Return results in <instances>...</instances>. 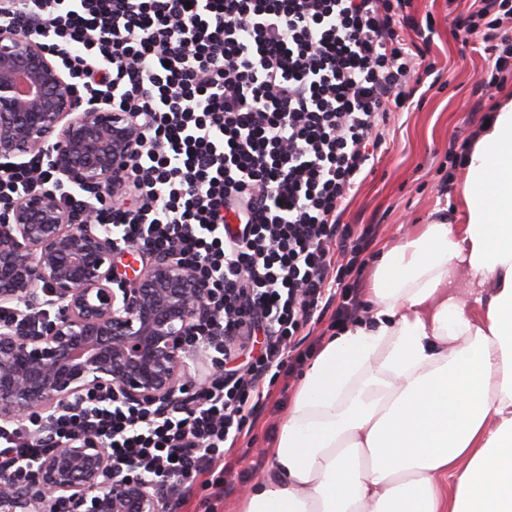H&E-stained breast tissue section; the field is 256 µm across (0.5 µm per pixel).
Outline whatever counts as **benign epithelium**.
Masks as SVG:
<instances>
[{
	"label": "benign epithelium",
	"mask_w": 512,
	"mask_h": 512,
	"mask_svg": "<svg viewBox=\"0 0 512 512\" xmlns=\"http://www.w3.org/2000/svg\"><path fill=\"white\" fill-rule=\"evenodd\" d=\"M143 140L132 115L82 107L77 87L44 43L0 26V172L12 159L46 160L55 189L18 191L0 214V309L18 301L55 310L22 328L0 323V422L51 415L109 391L127 403L175 407L200 386L187 360L214 317L196 268L155 255L132 284L112 287L119 241L78 209L65 185L100 197L125 182ZM0 512H174L159 483L112 472L109 448L81 436L49 450L28 479L0 480Z\"/></svg>",
	"instance_id": "1"
}]
</instances>
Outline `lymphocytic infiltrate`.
Wrapping results in <instances>:
<instances>
[{
	"mask_svg": "<svg viewBox=\"0 0 512 512\" xmlns=\"http://www.w3.org/2000/svg\"><path fill=\"white\" fill-rule=\"evenodd\" d=\"M412 0H0V26L47 33L81 99L144 128L128 166L134 205L97 199V220L144 253L197 265L215 318L198 338L223 371L179 409L107 397L0 424L16 480L48 448L92 435L115 471L168 480L181 503L229 456L268 377L304 363L311 328L363 309L351 261L376 225L342 223L392 112L412 97L423 49ZM512 0H478L463 25L496 79L512 71ZM260 353L247 357L255 333Z\"/></svg>",
	"mask_w": 512,
	"mask_h": 512,
	"instance_id": "1",
	"label": "lymphocytic infiltrate"
}]
</instances>
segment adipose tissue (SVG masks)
<instances>
[{
    "label": "adipose tissue",
    "instance_id": "obj_1",
    "mask_svg": "<svg viewBox=\"0 0 512 512\" xmlns=\"http://www.w3.org/2000/svg\"><path fill=\"white\" fill-rule=\"evenodd\" d=\"M463 169L464 223L375 255L368 316L306 369L240 512H512V100Z\"/></svg>",
    "mask_w": 512,
    "mask_h": 512
}]
</instances>
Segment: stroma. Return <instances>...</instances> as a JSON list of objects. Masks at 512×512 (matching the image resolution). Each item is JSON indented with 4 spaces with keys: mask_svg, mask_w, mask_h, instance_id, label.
<instances>
[{
    "mask_svg": "<svg viewBox=\"0 0 512 512\" xmlns=\"http://www.w3.org/2000/svg\"><path fill=\"white\" fill-rule=\"evenodd\" d=\"M474 10V0H412L418 22H431L434 29L425 56L432 73L392 117L373 171L353 192L342 218L346 224L379 227L361 255V283L369 282L370 262L379 247L399 243L413 225L428 223L435 210L452 213L458 206L459 146L482 119L473 106L481 95L480 80L491 76L481 39L462 43L456 29ZM302 372L295 367L271 385L263 410L233 452L223 500L210 501L208 487L200 486L177 512H237L247 484L258 479L250 466L258 455H270Z\"/></svg>",
    "mask_w": 512,
    "mask_h": 512,
    "instance_id": "35a3bbf8",
    "label": "stroma"
}]
</instances>
